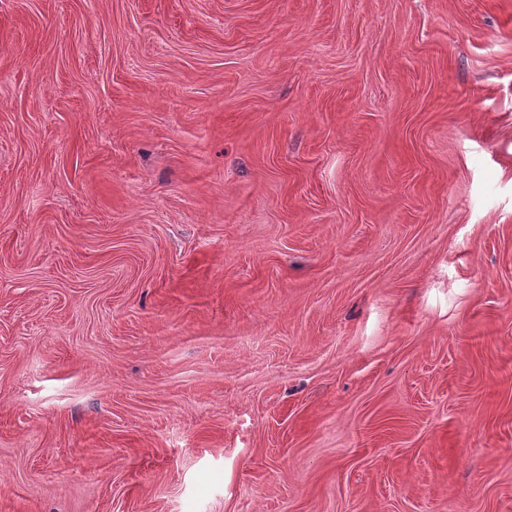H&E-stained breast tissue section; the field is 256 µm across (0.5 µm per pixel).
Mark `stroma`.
Returning a JSON list of instances; mask_svg holds the SVG:
<instances>
[{"instance_id":"obj_1","label":"stroma","mask_w":512,"mask_h":512,"mask_svg":"<svg viewBox=\"0 0 512 512\" xmlns=\"http://www.w3.org/2000/svg\"><path fill=\"white\" fill-rule=\"evenodd\" d=\"M0 512H512V0H0Z\"/></svg>"}]
</instances>
